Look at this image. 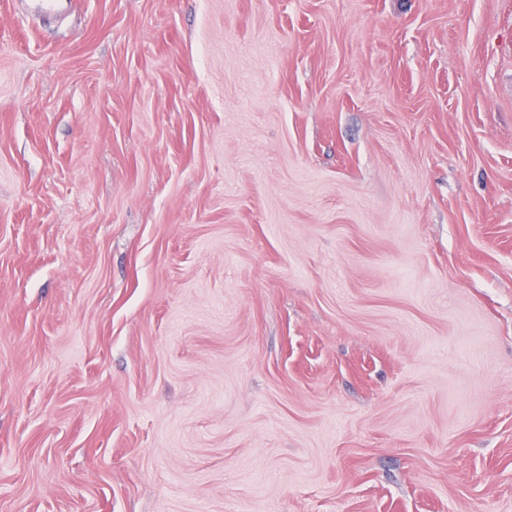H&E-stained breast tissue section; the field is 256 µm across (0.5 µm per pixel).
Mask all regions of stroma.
I'll return each mask as SVG.
<instances>
[{
    "label": "stroma",
    "mask_w": 512,
    "mask_h": 512,
    "mask_svg": "<svg viewBox=\"0 0 512 512\" xmlns=\"http://www.w3.org/2000/svg\"><path fill=\"white\" fill-rule=\"evenodd\" d=\"M0 512H512V0H0Z\"/></svg>",
    "instance_id": "35a3bbf8"
}]
</instances>
